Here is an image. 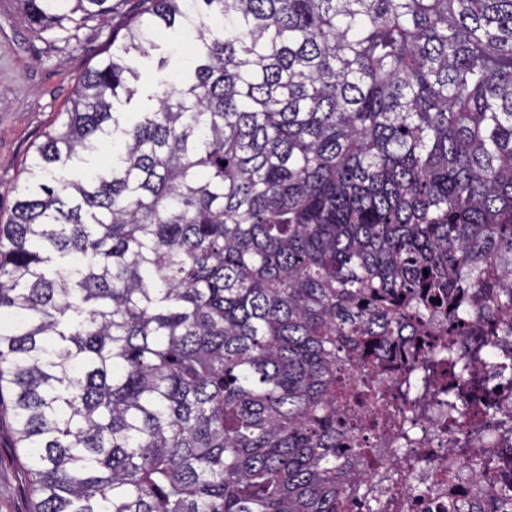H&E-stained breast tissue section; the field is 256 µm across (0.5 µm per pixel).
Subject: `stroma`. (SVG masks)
I'll list each match as a JSON object with an SVG mask.
<instances>
[{
  "mask_svg": "<svg viewBox=\"0 0 512 512\" xmlns=\"http://www.w3.org/2000/svg\"><path fill=\"white\" fill-rule=\"evenodd\" d=\"M139 9L138 0H116L104 22L91 21L77 39L64 41L39 30L19 0H0V210L9 211L15 186L27 178L35 144L59 118L85 73L101 58L113 29ZM139 92L117 105L120 123L149 111L165 83L187 77L192 67L188 35H156L146 53L131 58ZM25 460L15 448L8 407L0 408V512H33Z\"/></svg>",
  "mask_w": 512,
  "mask_h": 512,
  "instance_id": "35a3bbf8",
  "label": "stroma"
}]
</instances>
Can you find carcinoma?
<instances>
[{"instance_id": "obj_1", "label": "carcinoma", "mask_w": 512, "mask_h": 512, "mask_svg": "<svg viewBox=\"0 0 512 512\" xmlns=\"http://www.w3.org/2000/svg\"><path fill=\"white\" fill-rule=\"evenodd\" d=\"M71 40L112 0H20ZM185 28L191 76L78 180ZM0 219V397L34 512H344L405 327L465 467L512 390V0H140ZM502 355L469 373L455 336ZM361 358L362 373L342 370ZM369 408L374 443L351 433ZM112 152V137H108L99 150L92 154H81L63 168V173L69 177H78L84 170L100 166Z\"/></svg>"}]
</instances>
